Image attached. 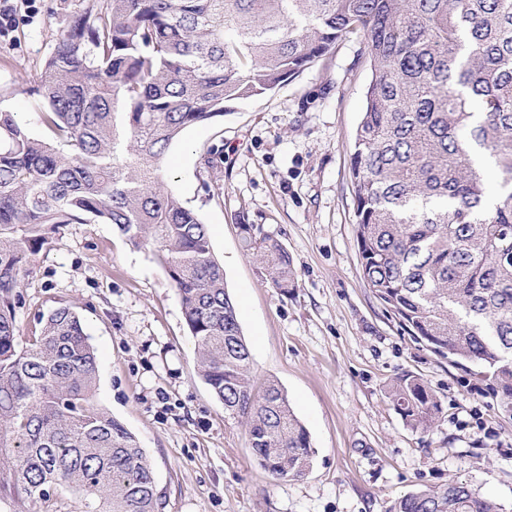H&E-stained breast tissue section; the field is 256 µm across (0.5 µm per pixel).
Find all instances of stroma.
Returning <instances> with one entry per match:
<instances>
[{"label":"stroma","mask_w":512,"mask_h":512,"mask_svg":"<svg viewBox=\"0 0 512 512\" xmlns=\"http://www.w3.org/2000/svg\"><path fill=\"white\" fill-rule=\"evenodd\" d=\"M90 0H12L0 29V108L44 139L33 94L70 15ZM370 60L360 38L263 95L183 130L165 184L206 224L238 307L256 380L276 379L316 450L299 478L258 463L242 418L205 384L180 297L154 245H132L98 221L64 224L30 264L16 310L20 346L68 304L98 357L96 401L139 440L157 512H387L397 498L463 480L512 507V403L478 365H455L416 342L364 280L350 160ZM252 224L296 272L275 288L244 250ZM422 379L442 411L425 433L387 397L402 375Z\"/></svg>","instance_id":"stroma-1"}]
</instances>
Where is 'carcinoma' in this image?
<instances>
[{
	"label": "carcinoma",
	"mask_w": 512,
	"mask_h": 512,
	"mask_svg": "<svg viewBox=\"0 0 512 512\" xmlns=\"http://www.w3.org/2000/svg\"><path fill=\"white\" fill-rule=\"evenodd\" d=\"M71 15L32 92L53 135L0 111V512H156L136 437L95 401L98 362L61 306L19 347L29 260L60 224L115 225L157 245L196 341L201 373L245 418L277 478L315 450L279 383L256 386L250 349L207 226L165 188L182 130L303 72L350 34L372 71L351 157L363 278L415 340L481 366L512 401V0H99ZM503 174L488 205L478 150ZM272 284L295 271L282 246L240 225ZM406 427L432 428L433 391L404 375L389 392ZM387 512H504L453 480Z\"/></svg>",
	"instance_id": "obj_1"
}]
</instances>
